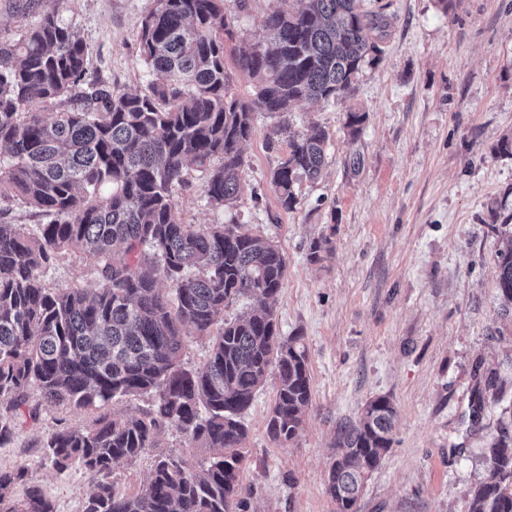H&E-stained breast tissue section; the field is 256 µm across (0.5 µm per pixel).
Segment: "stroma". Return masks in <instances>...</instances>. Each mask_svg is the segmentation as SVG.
Here are the masks:
<instances>
[{
	"mask_svg": "<svg viewBox=\"0 0 512 512\" xmlns=\"http://www.w3.org/2000/svg\"><path fill=\"white\" fill-rule=\"evenodd\" d=\"M277 0H224L236 41L262 42ZM153 0H59L64 22L89 47V78L126 92L150 80L140 57V22ZM392 25L378 63L364 66L351 92L304 103L292 136L311 125L329 136L318 180L300 178L298 203L281 207L269 183L287 151L274 118L254 115L244 145L241 190L232 207L211 206L203 173L189 168L176 193L187 224H236L272 240L287 268L273 302L281 335L302 336L313 402L297 438L273 441L266 420L273 382L257 390L241 474L253 489L249 512H336L326 491L336 435L364 403L389 396L397 409L394 442L372 473L360 512H468L467 490L487 475L485 457L500 431L512 433V314L503 315L497 252L508 242L491 213L512 214V156L498 153L512 136V0H364ZM366 113L358 136L348 112ZM329 238L321 262L313 239ZM496 371L499 388L472 412L478 378ZM35 426L0 447V468L24 466L56 512H83L91 479L57 471L37 442L93 416L43 402ZM205 448L163 428L157 447L112 466L117 492L146 484L161 457L197 463Z\"/></svg>",
	"mask_w": 512,
	"mask_h": 512,
	"instance_id": "obj_1",
	"label": "stroma"
}]
</instances>
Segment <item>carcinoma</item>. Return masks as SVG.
<instances>
[{"mask_svg": "<svg viewBox=\"0 0 512 512\" xmlns=\"http://www.w3.org/2000/svg\"><path fill=\"white\" fill-rule=\"evenodd\" d=\"M39 20L0 39V201L20 199L48 218L32 233L0 210V447L36 422L28 391L93 412L130 395L155 394L140 417L103 413L84 427L64 426L40 440L60 472L79 466L93 482L84 512H248L253 491L240 473L247 428L242 414L273 378L266 431L294 440L312 405L302 337L280 335L270 300L286 261L271 241L235 224H185L175 200L187 167L206 173L209 204L238 199L243 144L253 113L278 119L288 133L292 106L328 102L353 88L363 65L379 59L391 21L362 0H283L264 19L269 44L242 43L237 70L255 82L250 99L230 93L224 37H233L224 0H154L140 23V56L151 80L128 93L88 81L89 48L64 23L55 0H13ZM35 102L56 108L34 112ZM329 134L318 126L288 140L270 183L281 205L298 203L301 177L317 179ZM82 255L98 287L50 288L47 270ZM497 290L512 310V243L497 254ZM240 297L260 306L234 320L224 308ZM215 335L207 360L186 369L184 329ZM483 376L474 391V417ZM396 408L378 395L340 428L341 453L327 492L336 512H359L371 474L393 443ZM182 430L211 455L192 465L160 458L147 483L119 494L112 464L157 447L164 426ZM487 476L469 493V512H512V436L499 434ZM0 512H55L25 467L0 468Z\"/></svg>", "mask_w": 512, "mask_h": 512, "instance_id": "cac0c4a2", "label": "carcinoma"}]
</instances>
